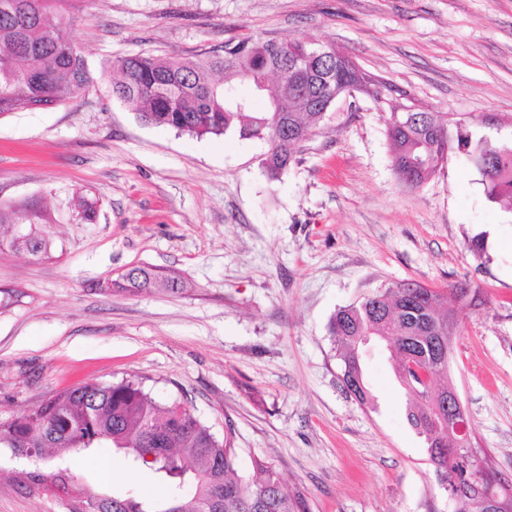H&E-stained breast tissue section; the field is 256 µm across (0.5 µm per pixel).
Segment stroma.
<instances>
[{"label": "stroma", "mask_w": 512, "mask_h": 512, "mask_svg": "<svg viewBox=\"0 0 512 512\" xmlns=\"http://www.w3.org/2000/svg\"><path fill=\"white\" fill-rule=\"evenodd\" d=\"M66 32L92 82L68 104L0 118V203L44 202L49 254L0 252V420L86 382L142 379L179 398L240 466L270 462L309 512H453L407 420L388 351L363 364L374 397L342 387L331 315L397 282L467 285L455 310L447 383L472 440L512 479V208L487 197L458 150L416 188L397 180L382 112L343 97L269 179L266 142L197 138L142 122L113 97V59L192 57L225 42L335 45L416 108L473 138L512 142V0H65ZM96 203L93 220L71 210ZM146 265L189 290L129 295L107 286ZM81 459L92 490L164 495L112 455ZM36 459L0 448V512H71L18 487Z\"/></svg>", "instance_id": "stroma-1"}]
</instances>
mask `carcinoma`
I'll return each instance as SVG.
<instances>
[{"instance_id": "1", "label": "carcinoma", "mask_w": 512, "mask_h": 512, "mask_svg": "<svg viewBox=\"0 0 512 512\" xmlns=\"http://www.w3.org/2000/svg\"><path fill=\"white\" fill-rule=\"evenodd\" d=\"M58 2L0 0V117L49 110L89 87L84 59L73 55ZM288 69V43L243 37L224 44L221 54L117 58L109 74L112 96L146 124L198 138L236 132L243 139L266 141L264 166L276 179L294 161L295 147L326 118L317 105L343 77V69L316 60L305 63L295 89L288 86V75L269 78ZM241 79L267 100L268 111H252L251 99L236 89ZM385 122L398 180L407 187L420 186L445 160L439 135L448 131V121L436 112H390ZM456 142L479 171L487 196L512 202V146L486 138L474 141L460 127ZM46 220L45 209L34 201L0 204V250L7 246L23 256L48 253L46 236L36 234L27 243L16 238L17 225ZM115 285L131 294L156 290L179 296L187 291L182 278L147 266L127 269ZM454 316L447 292L400 282L339 308L328 331L343 365V387L361 404L373 398L366 385L357 384L363 373L356 364V337H396L398 378H413V385L404 388L408 421L424 440L439 485L450 491L453 503L492 491L506 504L505 512H512V482L490 464L485 467L487 482L469 479L462 466L466 449L430 420L436 397L409 368L413 358L422 356L430 374L448 372L440 356L454 335L449 326ZM0 447L15 454L27 450L45 462L42 468L17 472L14 479L53 496L69 497L80 484L69 469L47 462L52 451L89 460L106 451L120 453L131 470L155 476L168 490L159 500L118 491L90 493L79 499L77 512H308L305 499L281 481L271 463L254 457L253 475L240 474L239 452L230 436H215L181 402L155 401L135 380L88 382L0 422Z\"/></svg>"}]
</instances>
